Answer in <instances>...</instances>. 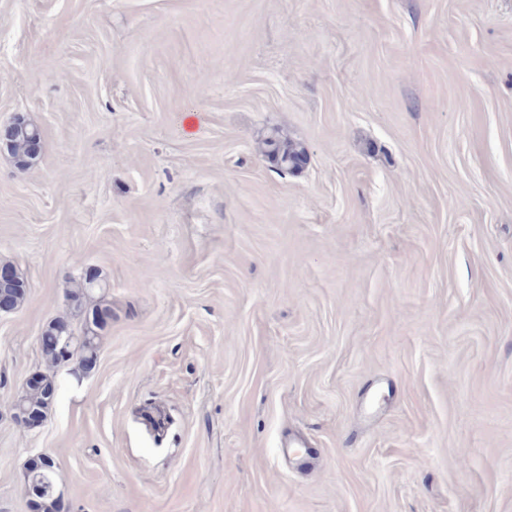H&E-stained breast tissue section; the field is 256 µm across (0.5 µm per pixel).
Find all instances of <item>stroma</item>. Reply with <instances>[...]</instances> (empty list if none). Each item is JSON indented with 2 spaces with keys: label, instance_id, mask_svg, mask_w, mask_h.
Listing matches in <instances>:
<instances>
[{
  "label": "stroma",
  "instance_id": "stroma-1",
  "mask_svg": "<svg viewBox=\"0 0 512 512\" xmlns=\"http://www.w3.org/2000/svg\"><path fill=\"white\" fill-rule=\"evenodd\" d=\"M17 114L0 512L40 453L63 512H512V0H0ZM80 264L112 320L29 429ZM263 145V154L279 172H288L299 160L306 162L308 159L304 147L282 137L276 131L265 137ZM43 357L46 363L49 366V370L43 372L41 375L39 372L31 374L25 381L22 390L17 392L14 395L15 402L19 399L21 393V402L16 405L17 408L19 406L23 407L27 410H35L40 412L44 417L48 413L51 408L55 395L52 397L51 392H56V383L54 370L61 365L64 360L54 351H42ZM41 376L44 379V384L42 386L29 387L25 391H23L28 385L37 384L41 379Z\"/></svg>",
  "mask_w": 512,
  "mask_h": 512
}]
</instances>
